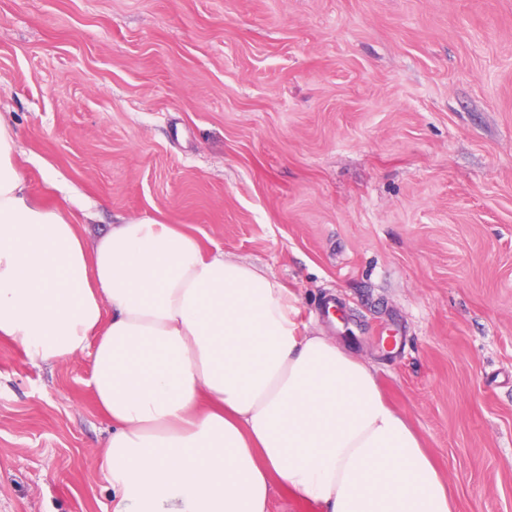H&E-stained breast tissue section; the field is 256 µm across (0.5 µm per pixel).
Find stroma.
<instances>
[{
  "mask_svg": "<svg viewBox=\"0 0 512 512\" xmlns=\"http://www.w3.org/2000/svg\"><path fill=\"white\" fill-rule=\"evenodd\" d=\"M0 118L33 202L254 264L512 512V0H0ZM89 376L0 340V512H112Z\"/></svg>",
  "mask_w": 512,
  "mask_h": 512,
  "instance_id": "35a3bbf8",
  "label": "stroma"
}]
</instances>
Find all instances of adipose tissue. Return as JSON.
<instances>
[{
    "instance_id": "adipose-tissue-1",
    "label": "adipose tissue",
    "mask_w": 512,
    "mask_h": 512,
    "mask_svg": "<svg viewBox=\"0 0 512 512\" xmlns=\"http://www.w3.org/2000/svg\"><path fill=\"white\" fill-rule=\"evenodd\" d=\"M17 153L0 120V339L36 364L89 352L112 512H269L278 484L322 512H454L372 369L294 291L149 217L87 241L30 202Z\"/></svg>"
}]
</instances>
